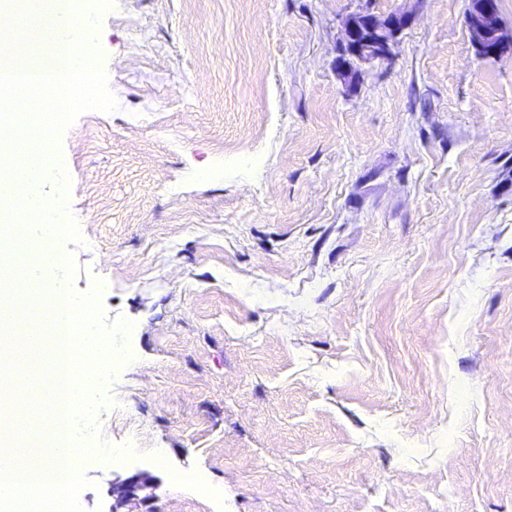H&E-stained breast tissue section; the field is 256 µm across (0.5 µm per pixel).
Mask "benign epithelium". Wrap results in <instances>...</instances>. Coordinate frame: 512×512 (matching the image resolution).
Here are the masks:
<instances>
[{
	"label": "benign epithelium",
	"mask_w": 512,
	"mask_h": 512,
	"mask_svg": "<svg viewBox=\"0 0 512 512\" xmlns=\"http://www.w3.org/2000/svg\"><path fill=\"white\" fill-rule=\"evenodd\" d=\"M414 20L411 11L396 10L381 15L368 4L346 16L341 25L340 54L336 58L338 78L349 90H355L361 69L390 59L393 48ZM465 24L478 57L494 58L512 48V31L498 17L493 3H485L477 17L465 15ZM153 488L151 478L138 475L112 488V492L122 500L141 493L148 499Z\"/></svg>",
	"instance_id": "benign-epithelium-1"
}]
</instances>
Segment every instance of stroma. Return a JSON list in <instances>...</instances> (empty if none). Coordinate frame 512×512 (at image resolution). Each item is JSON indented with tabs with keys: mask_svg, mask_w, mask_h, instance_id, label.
I'll list each match as a JSON object with an SVG mask.
<instances>
[{
	"mask_svg": "<svg viewBox=\"0 0 512 512\" xmlns=\"http://www.w3.org/2000/svg\"><path fill=\"white\" fill-rule=\"evenodd\" d=\"M367 2L416 19L351 92ZM467 7L102 0L117 107L59 139L52 245L131 325L128 453L81 459L84 512H512V49L479 58ZM153 488L154 485L151 482V478L144 475H138L116 487H112V493L117 492L120 500H123L130 497H137L139 496V493L144 492L145 495L143 498L148 499L152 497V494L146 493V491L152 490Z\"/></svg>",
	"mask_w": 512,
	"mask_h": 512,
	"instance_id": "stroma-1",
	"label": "stroma"
}]
</instances>
